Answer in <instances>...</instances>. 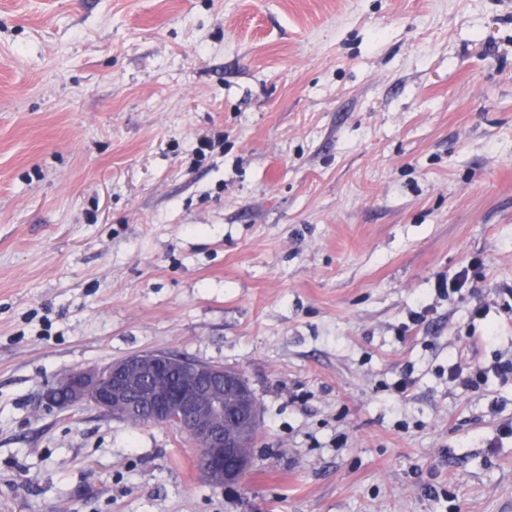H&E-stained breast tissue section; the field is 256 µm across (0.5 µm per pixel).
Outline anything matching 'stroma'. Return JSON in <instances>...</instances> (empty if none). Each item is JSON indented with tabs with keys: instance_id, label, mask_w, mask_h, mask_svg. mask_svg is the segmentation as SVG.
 <instances>
[{
	"instance_id": "1",
	"label": "stroma",
	"mask_w": 512,
	"mask_h": 512,
	"mask_svg": "<svg viewBox=\"0 0 512 512\" xmlns=\"http://www.w3.org/2000/svg\"><path fill=\"white\" fill-rule=\"evenodd\" d=\"M142 351L248 380L240 485L41 400ZM500 358L512 0H0V512H512ZM496 372L501 375L507 376L508 374H512V359L511 361H507L504 363H497L492 366V368L488 371L486 369H475L473 371H469L466 373V376H463L464 369L461 368L457 363L451 364L448 366V378L451 381L460 380L466 386L470 387H479L481 383L485 381V377L487 372Z\"/></svg>"
}]
</instances>
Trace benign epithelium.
Masks as SVG:
<instances>
[{
  "label": "benign epithelium",
  "instance_id": "obj_1",
  "mask_svg": "<svg viewBox=\"0 0 512 512\" xmlns=\"http://www.w3.org/2000/svg\"><path fill=\"white\" fill-rule=\"evenodd\" d=\"M238 396L224 409V391ZM56 408L88 406L129 424L171 428L198 448L200 474L211 486L242 481L250 462L243 458L241 433L260 425L258 401L237 371L189 361L162 351L115 359L103 367L73 370L43 394Z\"/></svg>",
  "mask_w": 512,
  "mask_h": 512
}]
</instances>
